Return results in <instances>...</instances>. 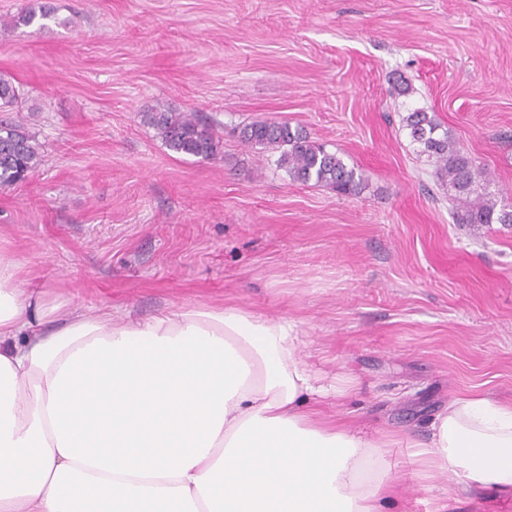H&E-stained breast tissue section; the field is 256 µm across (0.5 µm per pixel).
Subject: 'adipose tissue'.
<instances>
[{
    "label": "adipose tissue",
    "mask_w": 512,
    "mask_h": 512,
    "mask_svg": "<svg viewBox=\"0 0 512 512\" xmlns=\"http://www.w3.org/2000/svg\"><path fill=\"white\" fill-rule=\"evenodd\" d=\"M0 251V512H383L382 437L317 418L293 323L183 306L72 310ZM435 476L512 489V402L449 398Z\"/></svg>",
    "instance_id": "1"
}]
</instances>
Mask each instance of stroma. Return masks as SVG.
Returning <instances> with one entry per match:
<instances>
[{
	"instance_id": "35a3bbf8",
	"label": "stroma",
	"mask_w": 512,
	"mask_h": 512,
	"mask_svg": "<svg viewBox=\"0 0 512 512\" xmlns=\"http://www.w3.org/2000/svg\"><path fill=\"white\" fill-rule=\"evenodd\" d=\"M27 2L0 0V75L44 157L0 189V249L51 297L295 322L320 384H354L323 416L370 433L424 442L453 395L512 400V226L454 223L402 126L433 113L512 206V0H52L48 29L5 26ZM159 102L302 127L368 186L292 181L230 136L212 160L173 153L143 122ZM389 459L385 512H512L511 491Z\"/></svg>"
}]
</instances>
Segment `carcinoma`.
Instances as JSON below:
<instances>
[{
    "mask_svg": "<svg viewBox=\"0 0 512 512\" xmlns=\"http://www.w3.org/2000/svg\"><path fill=\"white\" fill-rule=\"evenodd\" d=\"M55 10L46 0L29 3L10 17L7 25L47 28ZM23 94L19 87L0 75V112L20 107ZM144 120L158 133L171 151L210 160L223 147V135L217 126L195 112H180L168 106H156L144 113ZM418 153L435 167L440 186L448 188L455 205L458 224H504L512 226V209L497 207L486 193L488 171L477 163L448 132H439L435 116L415 109L403 117ZM233 134L247 147L262 154L277 155L276 167L302 184L324 186L341 196H356L366 188L362 174L348 166L323 143L311 140L303 130L275 120H255L233 128ZM42 162L41 145L21 121L0 122V189L28 178Z\"/></svg>",
    "mask_w": 512,
    "mask_h": 512,
    "instance_id": "cac0c4a2",
    "label": "carcinoma"
}]
</instances>
